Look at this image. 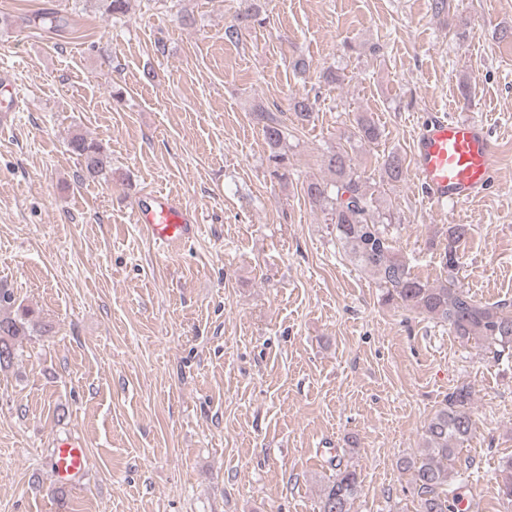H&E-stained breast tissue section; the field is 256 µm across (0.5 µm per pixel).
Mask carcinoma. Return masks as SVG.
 Wrapping results in <instances>:
<instances>
[{
    "instance_id": "1",
    "label": "carcinoma",
    "mask_w": 512,
    "mask_h": 512,
    "mask_svg": "<svg viewBox=\"0 0 512 512\" xmlns=\"http://www.w3.org/2000/svg\"><path fill=\"white\" fill-rule=\"evenodd\" d=\"M99 8L115 20L130 15L136 0H97ZM38 24L47 30L67 27L68 19L57 12L35 15ZM259 9L252 7L237 17V22L224 29V39L235 43L251 25H261ZM294 121L304 124L315 112V103L307 96L291 102ZM256 119L269 145L267 157L271 173L277 178L288 173V125L274 113L260 107ZM355 137L372 143L381 137L379 127L369 118L356 121ZM69 146L80 157L81 171L89 177L112 179V154L102 144L74 135ZM323 164L335 175L332 182L310 180L305 192L309 200L330 216L335 224L336 242L343 253L361 270L371 274L383 290L384 300L425 314L438 323L448 325L449 331L462 343L475 342L495 348L494 354L512 351V311L509 305L482 304L456 282L459 268L458 244L470 234L468 224L448 225V245L444 248L443 264L446 277L434 284L421 281L401 257L393 237L387 231L392 213L381 212L374 205L366 183L354 168L352 157L345 149L330 150ZM382 176L391 183L405 180L407 168L397 153L388 155L382 164ZM49 325L34 318L32 310L18 307L14 315L0 317V369L14 364L19 343L35 332L45 333ZM472 388L461 383L448 391L441 406L423 426L425 448L413 458L400 461L409 472L413 493L418 500V512H460L462 486L456 484L458 473L448 467L457 451L474 431L472 419ZM505 477L499 486L501 500L512 506V460L507 462ZM359 491L356 469L337 468L336 475L323 489L319 512H351Z\"/></svg>"
}]
</instances>
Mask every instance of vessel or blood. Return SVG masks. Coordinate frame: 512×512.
I'll return each mask as SVG.
<instances>
[{"label":"vessel or blood","instance_id":"1","mask_svg":"<svg viewBox=\"0 0 512 512\" xmlns=\"http://www.w3.org/2000/svg\"><path fill=\"white\" fill-rule=\"evenodd\" d=\"M496 150L484 123L451 114L430 116L413 148L412 175L427 201L435 207L472 203L490 186ZM134 218L158 249L195 237L196 218L169 196L151 192L139 204ZM89 465V452L77 440L56 445L51 465L57 483L77 482Z\"/></svg>","mask_w":512,"mask_h":512}]
</instances>
